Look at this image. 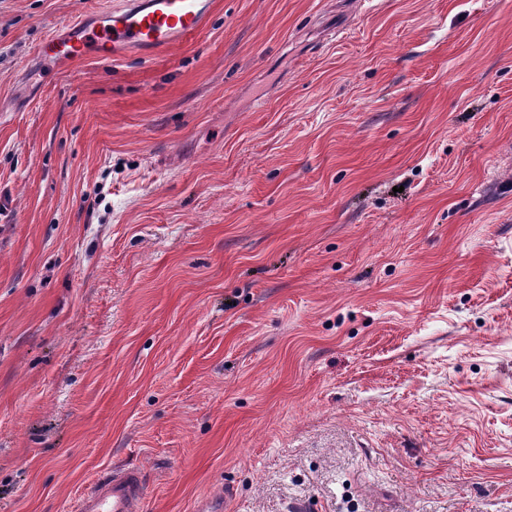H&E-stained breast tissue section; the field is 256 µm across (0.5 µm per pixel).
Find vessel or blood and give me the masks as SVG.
Listing matches in <instances>:
<instances>
[{"label":"vessel or blood","mask_w":512,"mask_h":512,"mask_svg":"<svg viewBox=\"0 0 512 512\" xmlns=\"http://www.w3.org/2000/svg\"><path fill=\"white\" fill-rule=\"evenodd\" d=\"M211 0H115L100 22L69 24V36L49 35L39 46L44 58L81 59L89 55L124 58L146 56L189 41L211 21ZM143 476L135 468H119L99 476L81 495L78 512H142Z\"/></svg>","instance_id":"1"}]
</instances>
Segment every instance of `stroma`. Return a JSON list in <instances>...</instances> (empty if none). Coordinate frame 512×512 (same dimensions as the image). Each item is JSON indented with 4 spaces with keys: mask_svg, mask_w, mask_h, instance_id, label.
<instances>
[{
    "mask_svg": "<svg viewBox=\"0 0 512 512\" xmlns=\"http://www.w3.org/2000/svg\"><path fill=\"white\" fill-rule=\"evenodd\" d=\"M0 0V512H512V0ZM99 13L103 21L69 24L71 35L51 33L39 46L42 58L82 59L89 55L122 59L131 53L150 56L174 41H190L211 21V0H122ZM143 490V476L138 469H112L81 494L78 511L140 512Z\"/></svg>",
    "mask_w": 512,
    "mask_h": 512,
    "instance_id": "obj_1",
    "label": "stroma"
}]
</instances>
